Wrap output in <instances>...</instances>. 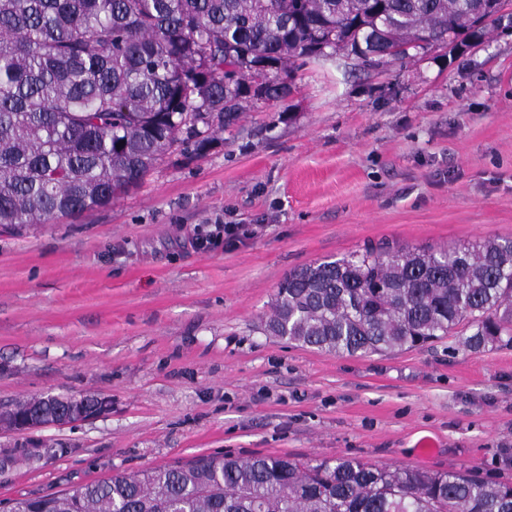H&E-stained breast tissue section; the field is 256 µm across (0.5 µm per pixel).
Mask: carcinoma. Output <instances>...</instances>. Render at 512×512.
Listing matches in <instances>:
<instances>
[{
    "label": "carcinoma",
    "mask_w": 512,
    "mask_h": 512,
    "mask_svg": "<svg viewBox=\"0 0 512 512\" xmlns=\"http://www.w3.org/2000/svg\"><path fill=\"white\" fill-rule=\"evenodd\" d=\"M509 0H0V226L102 208L173 146L204 151L297 61H404L481 42ZM261 329L368 355L459 336L512 347V239L367 245L296 269ZM34 398L10 411L25 418ZM0 512H512V483L351 457L215 453Z\"/></svg>",
    "instance_id": "cac0c4a2"
}]
</instances>
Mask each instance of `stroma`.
<instances>
[{
    "label": "stroma",
    "mask_w": 512,
    "mask_h": 512,
    "mask_svg": "<svg viewBox=\"0 0 512 512\" xmlns=\"http://www.w3.org/2000/svg\"><path fill=\"white\" fill-rule=\"evenodd\" d=\"M280 78L290 97L248 108L204 153L169 151L110 206L0 227V406L111 402L0 433V454L44 450L0 475V501L223 452L512 481V348L450 336L348 356L258 327L294 269L367 244L512 237V32ZM227 226L249 235L215 237ZM97 400L98 404L97 406L94 407L93 410H84L79 414H74L69 410H60L52 422H45L43 418L37 414L34 416H30L24 421H0V429L7 428L11 430H33L51 423L65 425L75 423L77 421L92 419L101 415L110 407V403L108 400L101 398H97Z\"/></svg>",
    "instance_id": "1"
}]
</instances>
